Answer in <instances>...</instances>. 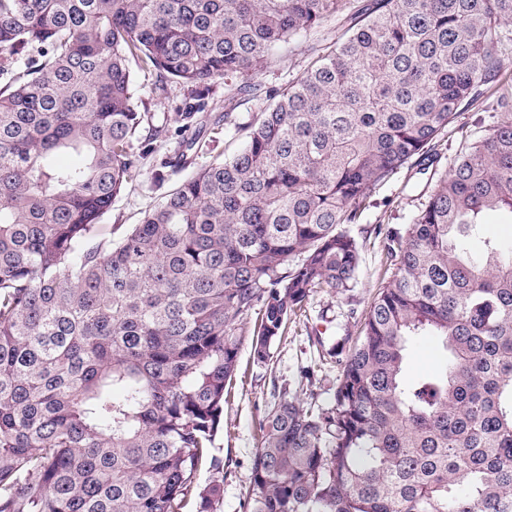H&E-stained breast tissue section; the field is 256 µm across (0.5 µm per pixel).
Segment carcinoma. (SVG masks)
I'll return each mask as SVG.
<instances>
[{
	"label": "carcinoma",
	"instance_id": "carcinoma-1",
	"mask_svg": "<svg viewBox=\"0 0 512 512\" xmlns=\"http://www.w3.org/2000/svg\"><path fill=\"white\" fill-rule=\"evenodd\" d=\"M300 43L302 75L260 93ZM0 55L25 59L0 67V512H188L245 338L265 363L317 290L356 286L345 225L499 80L512 0H0ZM132 60L158 91L239 79L242 147L98 242L169 131L139 140ZM209 111L191 96L177 131ZM489 212L512 217L511 118L386 230L395 272L328 352L334 405L282 393L245 512H512V245L484 235ZM425 337L442 362L409 382ZM223 496L213 481L196 512ZM306 44L278 50L261 68L257 81L265 88L279 87L297 78L307 64Z\"/></svg>",
	"mask_w": 512,
	"mask_h": 512
}]
</instances>
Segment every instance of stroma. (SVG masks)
Returning a JSON list of instances; mask_svg holds the SVG:
<instances>
[{
  "label": "stroma",
  "instance_id": "obj_1",
  "mask_svg": "<svg viewBox=\"0 0 512 512\" xmlns=\"http://www.w3.org/2000/svg\"><path fill=\"white\" fill-rule=\"evenodd\" d=\"M306 64L305 46L284 47L263 65L258 80L264 87H278L297 78ZM132 74L137 95L143 101L141 109L153 114L155 121L175 117L184 109L189 100L186 88L171 82L159 95L154 91L156 73L136 68ZM504 94L512 96V63L506 65L500 81L491 84L440 134L431 152L432 168L423 170L416 164H407L371 192L358 222L348 227L360 243L362 254L357 284L351 292L338 296L315 293L304 310L291 319L285 337L275 343L267 363H254L249 346H242L215 442L214 453L222 459L224 472L216 474L205 464L197 473V483L202 487L223 478L221 512H243L242 504L251 492L252 460L258 444L256 426L274 404L275 391L285 389L300 393L307 401L332 404L337 369L326 350L342 344L344 338L357 337L379 288L393 272L383 250L382 230L408 224L435 189L439 173L449 170L467 145L488 137L504 120V112L496 108L498 97ZM195 138L197 147L193 150L174 134L155 142L153 152L140 159L138 175L99 220L98 241H119L167 191L195 171L199 157L221 159L238 147L227 133H214L208 126L196 131ZM164 160L169 163L165 169L160 166ZM159 169L166 175L160 185L153 179Z\"/></svg>",
  "mask_w": 512,
  "mask_h": 512
}]
</instances>
